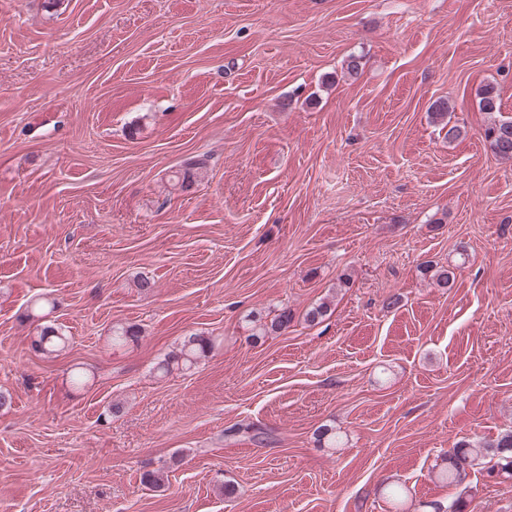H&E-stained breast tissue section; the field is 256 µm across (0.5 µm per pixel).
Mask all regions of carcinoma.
I'll return each mask as SVG.
<instances>
[{"label": "carcinoma", "instance_id": "obj_1", "mask_svg": "<svg viewBox=\"0 0 512 512\" xmlns=\"http://www.w3.org/2000/svg\"><path fill=\"white\" fill-rule=\"evenodd\" d=\"M475 97L480 111H497L494 87H479ZM448 112V102L441 100L433 104L435 119L448 127L445 138L451 143L460 136L461 130L457 125L445 122ZM485 135L497 157L512 159V120L491 122ZM421 272L430 275L433 283L439 288H450L455 280L454 272L445 266L428 263L421 266ZM292 321V312L282 308L270 319L259 322L256 330L260 336L280 334L288 329ZM140 334V329L135 325L115 327L112 329V343L120 345L128 341L134 342L139 339ZM31 346L33 350L46 357L57 356L69 346V338L57 328L45 326L33 337ZM212 349L213 341L209 337L191 335L180 344L177 351L159 361L155 371L160 377L168 376L175 371H187L206 357ZM478 465L483 466L490 475L512 469V431L478 446L469 443L456 446L453 453L448 455V466L440 470L438 476L442 482L456 486L466 477L467 470Z\"/></svg>", "mask_w": 512, "mask_h": 512}]
</instances>
